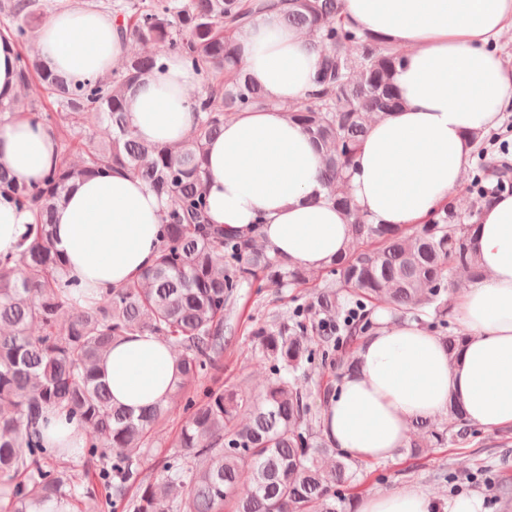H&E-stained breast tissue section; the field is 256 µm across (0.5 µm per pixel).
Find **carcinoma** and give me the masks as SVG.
Wrapping results in <instances>:
<instances>
[{
  "instance_id": "obj_1",
  "label": "carcinoma",
  "mask_w": 512,
  "mask_h": 512,
  "mask_svg": "<svg viewBox=\"0 0 512 512\" xmlns=\"http://www.w3.org/2000/svg\"><path fill=\"white\" fill-rule=\"evenodd\" d=\"M287 21L318 44L319 90L288 110L321 147V178L330 199L350 219L344 252L321 270L322 283L282 319L243 320L255 356L270 377L259 395L206 384L224 354V326L237 317L240 289L273 279L288 288L309 284V272L271 253L254 239L206 224L204 148L221 133L224 115L275 106L238 66L233 35L271 8L263 0H122L114 6L120 31L145 45H163L203 73L193 129L178 147L139 140L127 121L129 91L160 66L145 51L126 58L105 78L73 82L49 71L32 49L38 16L32 0H14L0 39L10 42L25 86L36 78L59 112L19 106L0 95V116L20 110L33 123L53 126L59 162L46 179L17 184L0 166V196L34 214L14 257L0 259V512H44L56 503L79 512L83 499L100 506L126 503L132 512H348L363 483L362 465L329 447L313 420L309 394L296 374L317 357L335 356L346 372L354 350L376 328L372 314L387 305L398 319L446 328L453 318L448 283L463 270L481 274L477 257L480 210L493 191L512 188V169L483 160L473 178L476 200L467 213L451 205L421 224H371L347 190V173L369 124L396 111L393 81L399 53L385 40L347 27L338 0H290ZM99 140L86 136L89 120ZM82 153L79 164L71 151ZM118 166L141 179L167 209L153 267L134 282L86 308L76 306L60 281L64 260L54 249L52 212L71 183ZM38 327L37 333L31 327ZM136 332L160 337L177 353L179 374L166 402L133 416L112 403L99 364L112 344ZM467 339L458 327L442 336L448 360L457 361ZM183 405L178 452L161 463V480L143 475L142 449ZM47 408L77 417L89 435L78 470L68 448H48L34 430ZM403 452L418 457L470 435L464 408L448 403L441 421L413 420Z\"/></svg>"
}]
</instances>
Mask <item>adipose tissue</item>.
<instances>
[{
  "instance_id": "1",
  "label": "adipose tissue",
  "mask_w": 512,
  "mask_h": 512,
  "mask_svg": "<svg viewBox=\"0 0 512 512\" xmlns=\"http://www.w3.org/2000/svg\"><path fill=\"white\" fill-rule=\"evenodd\" d=\"M340 3L349 26L383 37L401 54L393 80L402 106L369 126L348 191L370 223H422L461 186L469 134L497 128L512 110V71L496 50L512 31V0ZM38 45L47 69L70 81L106 76L127 54L117 21L86 0L50 11ZM234 46L244 73L273 106L235 114L208 142V220L258 239L297 266L320 269L346 248L350 226L319 178L322 151L284 111L317 88L315 40L285 25L275 10L242 27ZM201 82L180 56L165 58L127 96L134 134L163 145L184 140ZM59 152L51 127L0 120V165L18 184L41 182ZM164 208L151 188L120 169L72 184L53 213L65 279L79 281L91 301L139 278L157 257ZM31 221L28 210L0 199L1 257L16 253ZM477 254L482 276L454 306L468 334L459 360L449 362L431 329L379 311L377 329L355 350L357 372L341 376L322 410L321 434L330 447L361 461L394 458L410 422L447 414L453 398L474 426L512 427V196L483 209ZM102 369L114 402L135 415L165 401L178 379L168 346L140 333L118 340ZM358 512L485 509L477 495L439 502L403 487L361 496Z\"/></svg>"
}]
</instances>
